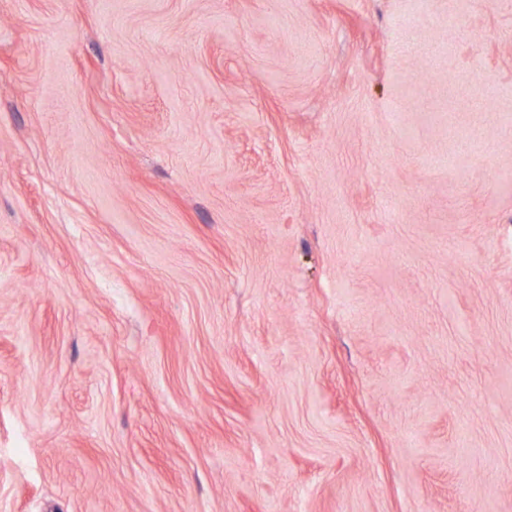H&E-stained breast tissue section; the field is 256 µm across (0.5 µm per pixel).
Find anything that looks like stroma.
<instances>
[{
    "mask_svg": "<svg viewBox=\"0 0 512 512\" xmlns=\"http://www.w3.org/2000/svg\"><path fill=\"white\" fill-rule=\"evenodd\" d=\"M0 512H512V0H0Z\"/></svg>",
    "mask_w": 512,
    "mask_h": 512,
    "instance_id": "obj_1",
    "label": "stroma"
}]
</instances>
